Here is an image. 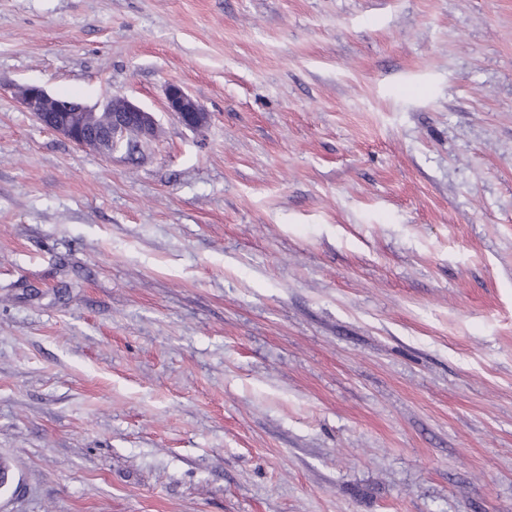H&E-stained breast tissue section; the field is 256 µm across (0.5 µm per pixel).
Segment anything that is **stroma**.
Here are the masks:
<instances>
[{
    "label": "stroma",
    "mask_w": 512,
    "mask_h": 512,
    "mask_svg": "<svg viewBox=\"0 0 512 512\" xmlns=\"http://www.w3.org/2000/svg\"><path fill=\"white\" fill-rule=\"evenodd\" d=\"M1 460L0 512H512V0H0ZM168 112L174 114L187 128L197 130L209 121V113L191 93L179 84H168L164 89ZM18 98L22 108L45 128L76 146L95 147L106 154L127 145L141 146L157 130L152 112L120 95L110 96L101 112L56 97L35 84L22 87Z\"/></svg>",
    "instance_id": "stroma-1"
}]
</instances>
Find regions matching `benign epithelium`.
<instances>
[{
	"instance_id": "benign-epithelium-1",
	"label": "benign epithelium",
	"mask_w": 512,
	"mask_h": 512,
	"mask_svg": "<svg viewBox=\"0 0 512 512\" xmlns=\"http://www.w3.org/2000/svg\"><path fill=\"white\" fill-rule=\"evenodd\" d=\"M167 110L187 128L197 130L209 121V113L191 93L179 84L164 89ZM19 103L45 128L71 143L95 147L106 154L127 145L141 143L155 135L153 113L120 95L111 96L102 111L79 102L61 99L39 85L20 89Z\"/></svg>"
}]
</instances>
